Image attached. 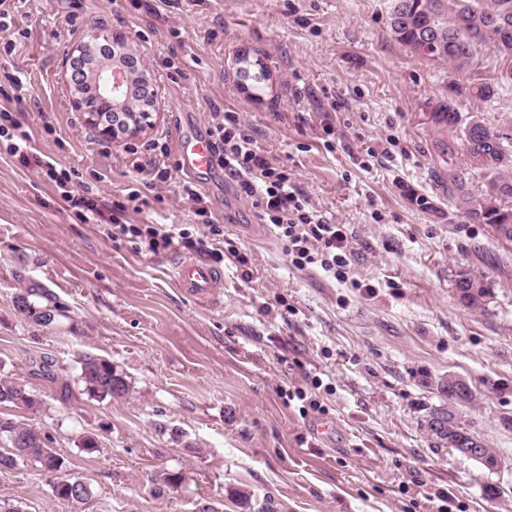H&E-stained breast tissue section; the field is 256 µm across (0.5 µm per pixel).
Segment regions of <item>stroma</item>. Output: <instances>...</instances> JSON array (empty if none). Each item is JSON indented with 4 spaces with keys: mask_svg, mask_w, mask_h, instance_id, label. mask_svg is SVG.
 <instances>
[{
    "mask_svg": "<svg viewBox=\"0 0 512 512\" xmlns=\"http://www.w3.org/2000/svg\"><path fill=\"white\" fill-rule=\"evenodd\" d=\"M150 4L28 0L15 51L0 46V105L101 203L138 184L149 205L131 223H192L179 187L194 181L250 261L224 265L223 296L198 303L170 277L175 253L137 254L84 223L35 169L0 155V371L41 401L2 406L0 416L45 432L66 475L93 490L86 502L61 504L53 477L24 463L0 471V500L23 512H435L423 493L442 489L450 512H512V245L456 212L448 173L469 161L447 153L454 136L430 119L451 94L461 113H484L491 125L512 118V81L495 48L479 46L467 71H452L394 39L393 0ZM93 28L124 32L150 70L160 114L140 138L92 136L72 104L64 74ZM243 55L266 70L259 89L242 85ZM482 82L500 83L498 96L472 98L469 87ZM216 110L238 113L312 207L345 225L346 281L293 267L223 166L181 169L178 139L206 134ZM157 142L168 147L164 183L131 165ZM463 266L491 284L485 309L459 301ZM31 285L59 309L54 326L15 307ZM86 353L124 374L125 395L85 392L77 375ZM45 361L53 379L39 371ZM452 376L473 389L458 413L500 468L430 433ZM316 377L324 410L301 415L285 393ZM321 416L335 422L333 437L312 434ZM85 433L97 435V452L78 448ZM169 471L182 483L158 486ZM489 484L501 498L485 497Z\"/></svg>",
    "mask_w": 512,
    "mask_h": 512,
    "instance_id": "1",
    "label": "stroma"
}]
</instances>
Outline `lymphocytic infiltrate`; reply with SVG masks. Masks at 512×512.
<instances>
[{
	"instance_id": "1",
	"label": "lymphocytic infiltrate",
	"mask_w": 512,
	"mask_h": 512,
	"mask_svg": "<svg viewBox=\"0 0 512 512\" xmlns=\"http://www.w3.org/2000/svg\"><path fill=\"white\" fill-rule=\"evenodd\" d=\"M210 122L209 133L215 140L225 177L251 199L262 223L268 224L282 241L292 265L300 270L318 268L328 277L344 280L351 254L344 225L315 214L287 168L266 155L235 113H212ZM0 139L6 142L5 154L22 166L39 169L54 182L61 199L78 209L84 222L110 226L113 238L128 239L136 252L157 256L182 250L217 265L227 259L239 266L247 264L246 255L236 246H225L224 227L215 222L206 195L194 182L183 183L182 195L195 218L201 221L202 232L194 235L177 224H131L128 214L142 212L147 204L138 185H129L123 200L106 207L98 203L89 189L72 188L71 172L42 153L28 127L6 109L0 111Z\"/></svg>"
}]
</instances>
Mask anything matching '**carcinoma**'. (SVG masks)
Instances as JSON below:
<instances>
[{
    "label": "carcinoma",
    "instance_id": "obj_1",
    "mask_svg": "<svg viewBox=\"0 0 512 512\" xmlns=\"http://www.w3.org/2000/svg\"><path fill=\"white\" fill-rule=\"evenodd\" d=\"M395 40L438 63H446L457 72L470 68L476 48L490 44L501 60L508 64L504 77L512 80V0H395L389 17ZM459 113L453 98L438 102L431 121L459 133L469 160L485 153L494 159L492 166L473 167L485 176L483 188L474 193L465 174L448 171V192L457 210L475 224L512 225V122L491 126L483 115L480 131L471 135L448 124V113ZM454 287L459 301L466 307L482 309L492 297L485 278L467 268L456 272ZM40 288H24L15 296L20 312L41 327L57 322L56 314L41 302ZM79 381L92 397L105 400L125 394L128 384L112 362L101 356L85 354L80 359ZM33 410L41 405L36 395L17 377L0 374V406ZM11 451L0 453V471L14 470L26 462L42 472L61 474L64 459L47 444L48 436L16 421L0 420V438ZM55 498L65 504L77 496L83 502L92 496L89 484L80 479L59 477L53 490Z\"/></svg>",
    "mask_w": 512,
    "mask_h": 512
}]
</instances>
